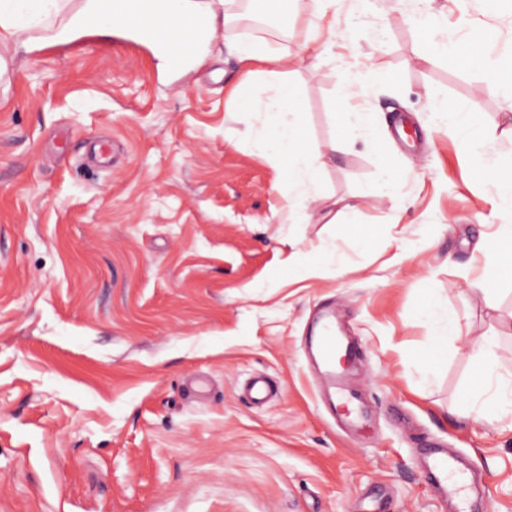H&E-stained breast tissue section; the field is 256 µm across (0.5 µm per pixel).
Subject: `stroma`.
Returning a JSON list of instances; mask_svg holds the SVG:
<instances>
[{"label":"stroma","instance_id":"1","mask_svg":"<svg viewBox=\"0 0 512 512\" xmlns=\"http://www.w3.org/2000/svg\"><path fill=\"white\" fill-rule=\"evenodd\" d=\"M431 13L512 42V0H341L329 30L219 29L171 82L137 39L0 46V512H457L422 473L431 440L482 475L478 512H512V413L464 407L483 337L512 374V282L485 259L512 207L433 110L472 113L512 179V71L486 92L482 68L428 53L412 19ZM228 40L304 56L290 87L321 150L350 70L372 69V136L319 169L294 223L222 82ZM101 138L112 163L89 166ZM326 302L356 348L353 434L304 352ZM430 302L457 321L435 355ZM254 373L278 388L259 407L239 392Z\"/></svg>","mask_w":512,"mask_h":512}]
</instances>
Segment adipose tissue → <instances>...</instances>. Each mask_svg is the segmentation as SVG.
I'll list each match as a JSON object with an SVG mask.
<instances>
[{"label": "adipose tissue", "mask_w": 512, "mask_h": 512, "mask_svg": "<svg viewBox=\"0 0 512 512\" xmlns=\"http://www.w3.org/2000/svg\"><path fill=\"white\" fill-rule=\"evenodd\" d=\"M169 6L177 11L200 16L206 30L205 35H188L183 39L185 54L189 60L198 63L208 54V39L226 26L227 0H167ZM67 6L66 0H0V45L14 40L19 31L30 27L50 13H61ZM232 50L243 69L244 79H252L256 72L252 65L256 62L273 64V71L267 72L266 80L270 85L269 94L258 101L245 100L239 105L242 117L252 113H262L265 132L252 141L256 154L283 171L292 196L290 206H305L312 199V188L318 169L324 164L325 152L306 146L301 137L304 113L295 101L288 87L290 66H299L304 62L302 55L287 57L266 41H238ZM442 122L449 130L462 137L468 146L470 161L478 166L484 165V144L478 135L473 134L472 119L447 102L436 106ZM479 350L484 354L483 379L468 398L470 410L478 417L492 418L504 412L503 398L508 383L498 371L497 364L491 359L492 343L483 340Z\"/></svg>", "instance_id": "ef3b65f1"}]
</instances>
